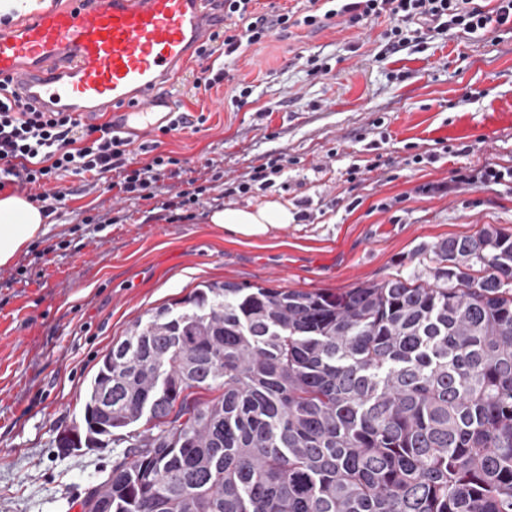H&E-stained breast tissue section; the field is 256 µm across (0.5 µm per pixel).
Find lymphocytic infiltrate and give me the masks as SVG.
<instances>
[{"instance_id": "obj_1", "label": "lymphocytic infiltrate", "mask_w": 512, "mask_h": 512, "mask_svg": "<svg viewBox=\"0 0 512 512\" xmlns=\"http://www.w3.org/2000/svg\"><path fill=\"white\" fill-rule=\"evenodd\" d=\"M257 0H224V32L211 37L201 56H238L275 30L321 27L336 17L349 24L385 19L383 36L390 48L409 42L408 31L463 38L512 23V0H497L484 9L477 0H307L302 9L271 6L256 14ZM131 136L113 131L111 122L98 123L75 112H44L22 100L13 85L0 79V192H27L44 214L64 205L67 176L109 180L125 198L154 202L175 212L199 202L205 191L189 177L183 161L155 155L145 161L132 156ZM184 180L185 189L162 196L164 180Z\"/></svg>"}]
</instances>
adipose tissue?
<instances>
[{
	"label": "adipose tissue",
	"mask_w": 512,
	"mask_h": 512,
	"mask_svg": "<svg viewBox=\"0 0 512 512\" xmlns=\"http://www.w3.org/2000/svg\"><path fill=\"white\" fill-rule=\"evenodd\" d=\"M208 221L249 241L268 238L273 230L293 223L294 215L286 205L273 200L255 207L217 209L210 213ZM46 222L40 208L25 197L0 196V266L8 265L44 233Z\"/></svg>",
	"instance_id": "adipose-tissue-1"
}]
</instances>
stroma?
<instances>
[{"label": "stroma", "instance_id": "35a3bbf8", "mask_svg": "<svg viewBox=\"0 0 512 512\" xmlns=\"http://www.w3.org/2000/svg\"><path fill=\"white\" fill-rule=\"evenodd\" d=\"M385 22L275 31L258 51L218 59L227 76L206 94L193 57L172 91L200 130H149L136 144L221 174L190 218L164 220L69 176L73 193L40 246L0 267V512H76L124 449L66 455L82 427L102 357L137 320L212 281L340 291L394 275L428 274L442 239L486 225L512 234V182L465 184L463 169L512 166V28L467 39L423 38L396 53ZM318 56L327 72L310 74ZM252 85L243 107L231 98ZM288 164L264 188L224 197L266 156ZM288 205L292 224L250 245L208 221L224 206Z\"/></svg>", "mask_w": 512, "mask_h": 512}]
</instances>
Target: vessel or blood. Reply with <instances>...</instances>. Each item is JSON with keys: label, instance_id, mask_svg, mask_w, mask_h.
Instances as JSON below:
<instances>
[{"label": "vessel or blood", "instance_id": "1", "mask_svg": "<svg viewBox=\"0 0 512 512\" xmlns=\"http://www.w3.org/2000/svg\"><path fill=\"white\" fill-rule=\"evenodd\" d=\"M223 23V0H56L0 28V78L43 111L139 133L168 123L172 80Z\"/></svg>", "mask_w": 512, "mask_h": 512}]
</instances>
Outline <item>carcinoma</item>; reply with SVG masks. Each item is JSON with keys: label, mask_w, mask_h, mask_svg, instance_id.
<instances>
[{"label": "carcinoma", "mask_w": 512, "mask_h": 512, "mask_svg": "<svg viewBox=\"0 0 512 512\" xmlns=\"http://www.w3.org/2000/svg\"><path fill=\"white\" fill-rule=\"evenodd\" d=\"M432 253L428 279L211 282L136 321L57 440L126 445L82 512H512V234Z\"/></svg>", "instance_id": "carcinoma-1"}]
</instances>
